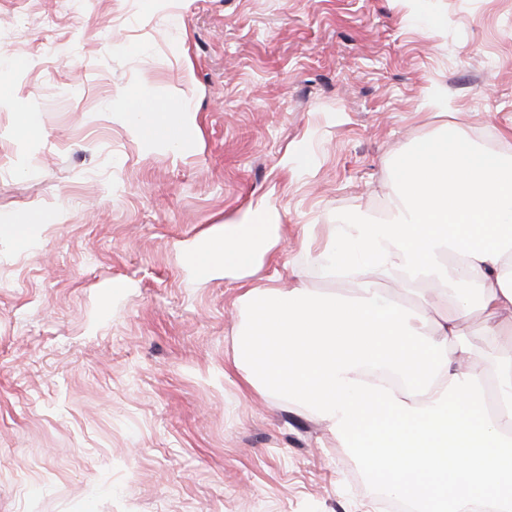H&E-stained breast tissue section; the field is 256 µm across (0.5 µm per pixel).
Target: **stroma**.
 I'll return each mask as SVG.
<instances>
[{
    "label": "stroma",
    "mask_w": 512,
    "mask_h": 512,
    "mask_svg": "<svg viewBox=\"0 0 512 512\" xmlns=\"http://www.w3.org/2000/svg\"><path fill=\"white\" fill-rule=\"evenodd\" d=\"M0 54V215H59L0 242V512H388L316 416L241 386L239 290L184 247L264 198L320 288L304 233L381 215L415 141L512 150V0H0ZM183 99L175 149L119 118ZM0 236L9 238L15 248L26 250L36 240L39 230L46 228L48 223L32 222L19 224L0 217Z\"/></svg>",
    "instance_id": "1"
}]
</instances>
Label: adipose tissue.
Here are the masks:
<instances>
[{
  "label": "adipose tissue",
  "mask_w": 512,
  "mask_h": 512,
  "mask_svg": "<svg viewBox=\"0 0 512 512\" xmlns=\"http://www.w3.org/2000/svg\"><path fill=\"white\" fill-rule=\"evenodd\" d=\"M192 119L187 104L156 112L141 104L126 121L144 147L177 146ZM395 198L386 219L374 223L330 224L328 246L308 260L321 279L347 285L352 297H372L380 281L401 280L416 313L409 324L434 341L445 342L449 363L428 394L405 397L423 407L438 399L454 375L478 376L490 419L512 436V154L480 148L453 132L418 141L401 158L391 182ZM282 217L266 201L236 221L200 237L188 254L199 277L221 276L241 291L274 289L276 277L256 275L282 240ZM479 312L487 351L472 355L464 317Z\"/></svg>",
  "instance_id": "adipose-tissue-1"
}]
</instances>
